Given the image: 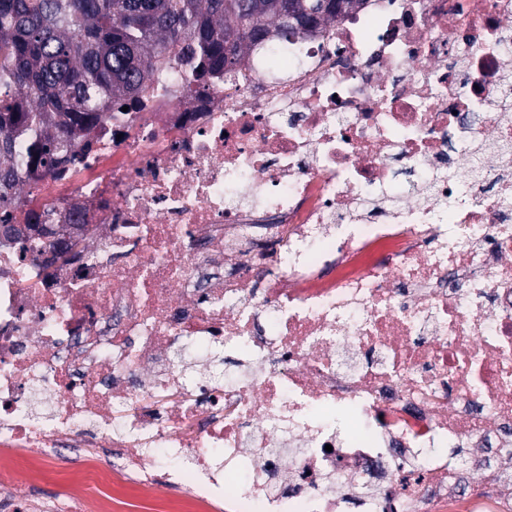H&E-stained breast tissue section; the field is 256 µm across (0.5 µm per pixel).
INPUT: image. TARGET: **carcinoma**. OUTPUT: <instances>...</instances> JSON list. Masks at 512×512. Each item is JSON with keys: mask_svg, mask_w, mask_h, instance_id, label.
<instances>
[{"mask_svg": "<svg viewBox=\"0 0 512 512\" xmlns=\"http://www.w3.org/2000/svg\"><path fill=\"white\" fill-rule=\"evenodd\" d=\"M359 0H0V225L15 191L74 161L72 145L139 95L156 63L207 90L270 40Z\"/></svg>", "mask_w": 512, "mask_h": 512, "instance_id": "1", "label": "carcinoma"}]
</instances>
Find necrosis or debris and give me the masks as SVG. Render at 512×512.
Masks as SVG:
<instances>
[{"instance_id": "1", "label": "necrosis or debris", "mask_w": 512, "mask_h": 512, "mask_svg": "<svg viewBox=\"0 0 512 512\" xmlns=\"http://www.w3.org/2000/svg\"><path fill=\"white\" fill-rule=\"evenodd\" d=\"M90 138L11 211L100 232L0 244V512H512L448 454L512 456V0H366L198 96L166 64ZM96 228V224H75L62 241L50 247L54 260L59 264L66 263L82 246L84 240L95 233Z\"/></svg>"}]
</instances>
